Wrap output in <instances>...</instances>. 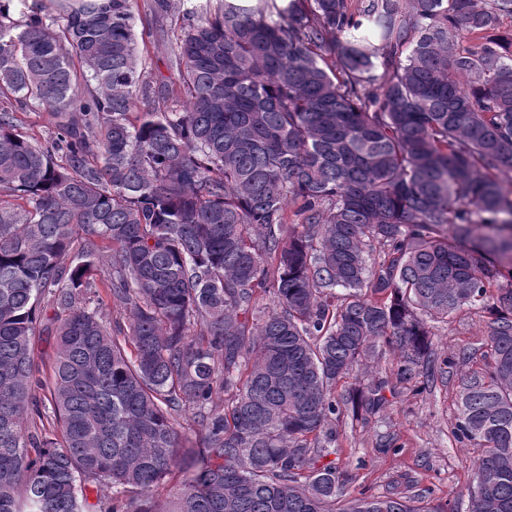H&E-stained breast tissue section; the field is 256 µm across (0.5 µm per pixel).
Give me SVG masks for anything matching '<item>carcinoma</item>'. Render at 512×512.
I'll use <instances>...</instances> for the list:
<instances>
[{"label":"carcinoma","mask_w":512,"mask_h":512,"mask_svg":"<svg viewBox=\"0 0 512 512\" xmlns=\"http://www.w3.org/2000/svg\"><path fill=\"white\" fill-rule=\"evenodd\" d=\"M12 2L0 101L54 132L0 110V512H89L90 478L104 512H454L351 497L327 457L386 402L343 381L388 347L425 392L429 324L465 307L490 341L457 377L468 512H512V0H204L155 78L135 0ZM104 242L124 326L80 301ZM9 109L12 108L17 123L39 144H47L53 136V118L48 110L32 109L30 107H21L14 103V107L4 104ZM86 495L89 504L93 505L91 512H99L100 508L108 506L112 498V489L97 480L88 479L85 482Z\"/></svg>","instance_id":"cac0c4a2"}]
</instances>
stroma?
Wrapping results in <instances>:
<instances>
[{"mask_svg":"<svg viewBox=\"0 0 512 512\" xmlns=\"http://www.w3.org/2000/svg\"><path fill=\"white\" fill-rule=\"evenodd\" d=\"M153 3L154 0H137L135 29L148 37L149 70L164 75L169 66L171 19L157 13ZM432 332L442 359L458 358L466 350L485 349L488 341L485 319L472 309L459 312L448 322L434 324ZM455 393L454 380L447 375L420 395L403 388L387 394L385 406L362 419L344 417L333 421L336 463L357 473L349 492L413 496L429 488L435 502H447L455 512H467L473 463L480 449L472 443L455 442L450 434L457 417ZM387 434L397 438L399 448L378 453L375 441Z\"/></svg>","mask_w":512,"mask_h":512,"instance_id":"1","label":"stroma"}]
</instances>
